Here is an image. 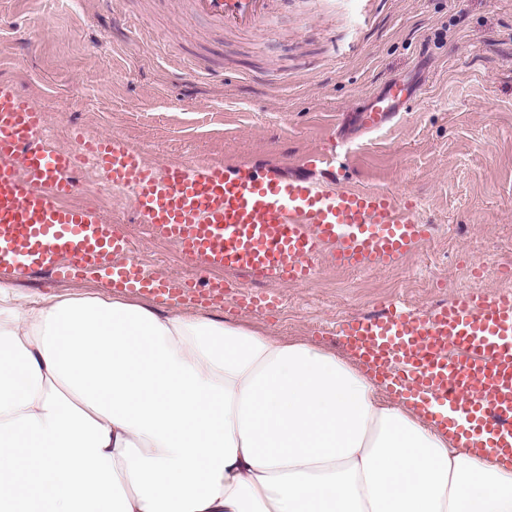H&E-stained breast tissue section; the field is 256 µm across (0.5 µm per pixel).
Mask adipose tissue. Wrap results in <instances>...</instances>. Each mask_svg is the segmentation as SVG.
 <instances>
[{
    "instance_id": "ef3b65f1",
    "label": "adipose tissue",
    "mask_w": 512,
    "mask_h": 512,
    "mask_svg": "<svg viewBox=\"0 0 512 512\" xmlns=\"http://www.w3.org/2000/svg\"><path fill=\"white\" fill-rule=\"evenodd\" d=\"M512 512V470L354 359L0 279V512Z\"/></svg>"
}]
</instances>
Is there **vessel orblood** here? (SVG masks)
Wrapping results in <instances>:
<instances>
[{"instance_id": "obj_1", "label": "vessel or blood", "mask_w": 512, "mask_h": 512, "mask_svg": "<svg viewBox=\"0 0 512 512\" xmlns=\"http://www.w3.org/2000/svg\"><path fill=\"white\" fill-rule=\"evenodd\" d=\"M212 26H270L277 0H189ZM393 84L368 108L378 128L410 107ZM45 117L0 77V272L87 274L161 301L204 302L224 295V273L253 282L306 284L321 258L341 267H389L425 240L418 210L380 190L336 187L327 154L309 155L305 176L250 161L173 164L155 172L116 138L50 149ZM104 170L112 188L132 193L143 223L199 260L208 278L172 287L133 255L126 235L90 205L74 203L80 156ZM341 344L379 373L389 391L439 404L465 447L512 463V293L471 294L430 314L395 309L336 325Z\"/></svg>"}]
</instances>
